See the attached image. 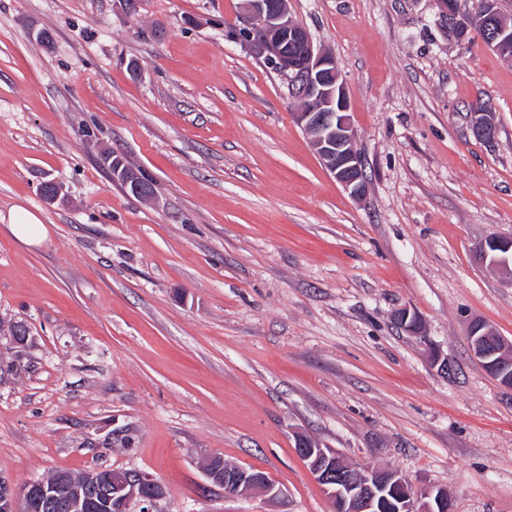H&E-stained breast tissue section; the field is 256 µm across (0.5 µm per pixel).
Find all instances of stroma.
Returning <instances> with one entry per match:
<instances>
[{
	"instance_id": "35a3bbf8",
	"label": "stroma",
	"mask_w": 512,
	"mask_h": 512,
	"mask_svg": "<svg viewBox=\"0 0 512 512\" xmlns=\"http://www.w3.org/2000/svg\"><path fill=\"white\" fill-rule=\"evenodd\" d=\"M241 6L0 0V324L29 331L0 336V474L138 470L157 512H331L304 435L453 512H512V390L468 340L478 319L512 341V272L474 259L512 238V58L448 38L435 0H289L348 84L358 201L238 36ZM19 206L40 240L13 233ZM215 456L280 497L210 487Z\"/></svg>"
}]
</instances>
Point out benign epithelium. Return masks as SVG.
<instances>
[{
    "label": "benign epithelium",
    "mask_w": 512,
    "mask_h": 512,
    "mask_svg": "<svg viewBox=\"0 0 512 512\" xmlns=\"http://www.w3.org/2000/svg\"><path fill=\"white\" fill-rule=\"evenodd\" d=\"M439 16L451 18V24L464 29L470 25L496 28L495 37L509 31V21L500 14L483 12L468 19L462 7L451 8L448 0H435ZM240 32L248 44L288 78L293 98L298 102L297 123L309 135L325 169L348 191L361 200L367 192V180L361 156L355 148V130L350 118L349 93L334 57L318 47L310 33L291 17L288 0H243ZM479 264L502 268L512 262V239L494 235L486 237L476 250ZM396 324L409 335L423 336V325L417 314L401 309L394 314ZM490 329L474 320L469 326V339L474 356L502 378L501 385L512 388V361L500 356V350L489 339ZM310 471L331 502H339L344 512H371L379 489H389L401 504L400 512H434L452 509L448 499L434 496L436 488L411 491L406 479L388 469L351 466L334 448L317 441L298 438ZM205 475L216 488L249 491L260 489L268 498L276 499L281 490L260 471L230 469L207 460ZM61 485L74 486V494L60 495ZM165 496L163 485L152 476L136 470H88L76 477L61 474L49 484L35 480L18 488L0 476V512H34L46 506L54 512H75L79 508L99 512H156Z\"/></svg>",
    "instance_id": "obj_1"
}]
</instances>
